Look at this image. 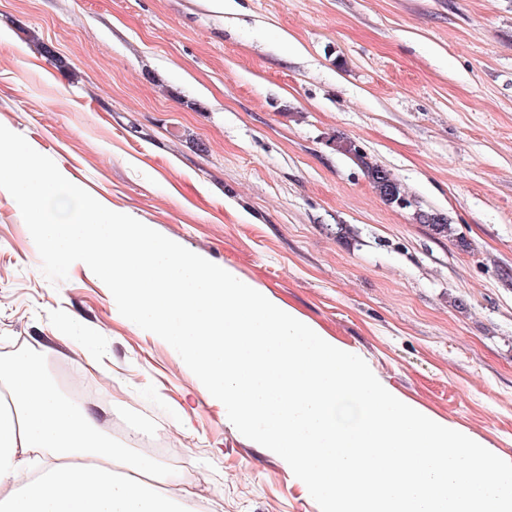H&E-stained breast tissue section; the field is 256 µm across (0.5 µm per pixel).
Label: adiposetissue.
Here are the masks:
<instances>
[{
	"instance_id": "obj_1",
	"label": "adipose tissue",
	"mask_w": 512,
	"mask_h": 512,
	"mask_svg": "<svg viewBox=\"0 0 512 512\" xmlns=\"http://www.w3.org/2000/svg\"><path fill=\"white\" fill-rule=\"evenodd\" d=\"M161 460L117 446L27 355L0 361V512H186Z\"/></svg>"
}]
</instances>
